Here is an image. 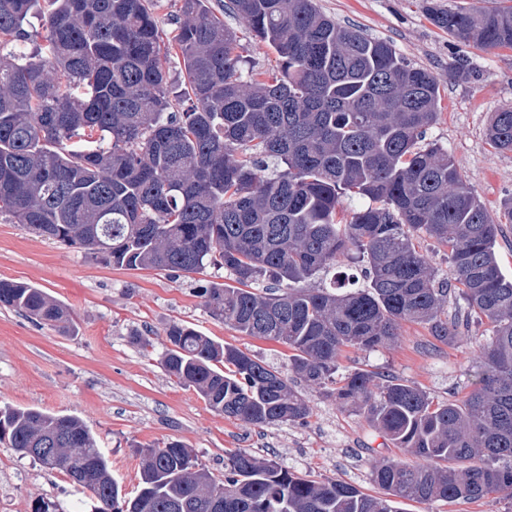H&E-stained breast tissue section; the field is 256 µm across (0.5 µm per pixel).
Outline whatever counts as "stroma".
<instances>
[{
	"mask_svg": "<svg viewBox=\"0 0 512 512\" xmlns=\"http://www.w3.org/2000/svg\"><path fill=\"white\" fill-rule=\"evenodd\" d=\"M336 21L390 42L405 60L430 71L443 110L427 141L448 150L463 179L501 221L497 255L512 273V152L493 148L485 135L491 113L512 106V50L465 46L427 18V0H317ZM0 279L45 291L71 313L69 330L39 323L0 307V405L73 415L94 431L123 492L134 493L140 449L168 440L191 448L215 477L224 475L227 452L247 449L313 479L344 480L378 494L370 463L403 453L378 429L323 390L295 382L310 402L304 425L258 428L211 410L198 394L171 379L160 364L166 328L188 325L276 367L284 346L244 336L224 325L197 294L223 283L207 269L190 276L159 270H127L101 263L77 248L60 246L25 225L0 219ZM488 325L470 319L458 340L436 341L428 327L402 323L396 341L372 351L346 350L341 373L354 369L394 375L437 401L469 393L480 369L478 341ZM147 337L149 347L138 344ZM65 512H93L90 495L76 493L69 477L18 457L0 445V512H35L41 502ZM401 512H512V501L493 493L478 500L419 503L403 500Z\"/></svg>",
	"mask_w": 512,
	"mask_h": 512,
	"instance_id": "stroma-1",
	"label": "stroma"
}]
</instances>
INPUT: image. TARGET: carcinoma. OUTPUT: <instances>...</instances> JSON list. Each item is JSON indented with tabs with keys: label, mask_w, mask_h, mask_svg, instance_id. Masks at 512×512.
<instances>
[{
	"label": "carcinoma",
	"mask_w": 512,
	"mask_h": 512,
	"mask_svg": "<svg viewBox=\"0 0 512 512\" xmlns=\"http://www.w3.org/2000/svg\"><path fill=\"white\" fill-rule=\"evenodd\" d=\"M157 0H0V218L129 270L184 275L222 268L228 282L199 290L244 336L288 349V370L336 396L410 462L371 465L372 496L317 481L236 449L224 479L177 440L145 449L135 493L122 492L90 427L71 415L0 406V444L46 462L53 448L95 512H399L394 499L512 500V277L500 231L448 151L425 142L443 109L440 86L389 42L327 16L316 0H226L278 57L247 66L236 32L210 0H180L161 36ZM463 45L512 49V0L484 9L426 6ZM38 16L43 43H25ZM177 48L174 82L162 63ZM486 136L512 151V107ZM366 200L349 222L343 199ZM425 234L448 249L446 278L418 250ZM347 260L350 278L314 288ZM263 283L258 288L256 284ZM491 325L481 371L460 402L436 401L396 376L353 370L336 385L347 348L393 343L400 323L456 338L448 286ZM0 305L71 326L38 288L0 279ZM166 373L214 411L256 427L306 421L312 409L282 371L174 322Z\"/></svg>",
	"instance_id": "cac0c4a2"
}]
</instances>
